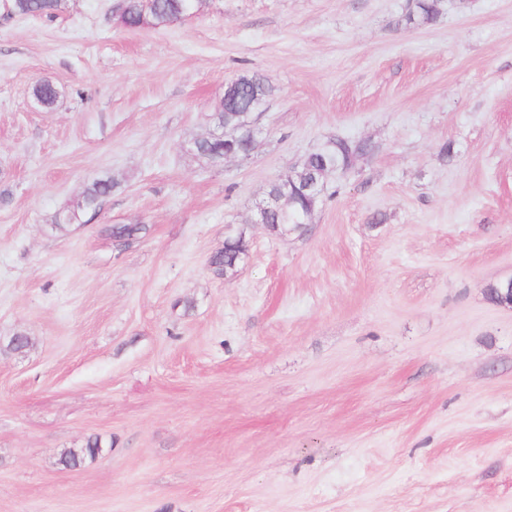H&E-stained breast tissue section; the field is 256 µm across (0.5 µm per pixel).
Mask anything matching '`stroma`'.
I'll list each match as a JSON object with an SVG mask.
<instances>
[{"mask_svg":"<svg viewBox=\"0 0 512 512\" xmlns=\"http://www.w3.org/2000/svg\"><path fill=\"white\" fill-rule=\"evenodd\" d=\"M410 2L0 16V512H512V309L487 297L512 278V0L398 26ZM253 73L255 151L194 162ZM336 137L375 150L307 233L253 223ZM96 178L119 186L55 231ZM110 224L148 231L121 249ZM229 224L249 252L225 278ZM201 3L202 0H126L123 3L121 22L130 28L167 25L178 14L198 11ZM190 14L180 16L179 19ZM239 263L237 249L232 242L224 244V248L213 253L209 259V266L217 276H224ZM102 439L99 436L89 438L84 447L69 449L60 457V464L64 468H75L86 460L96 459L102 452Z\"/></svg>","mask_w":512,"mask_h":512,"instance_id":"obj_1","label":"stroma"}]
</instances>
